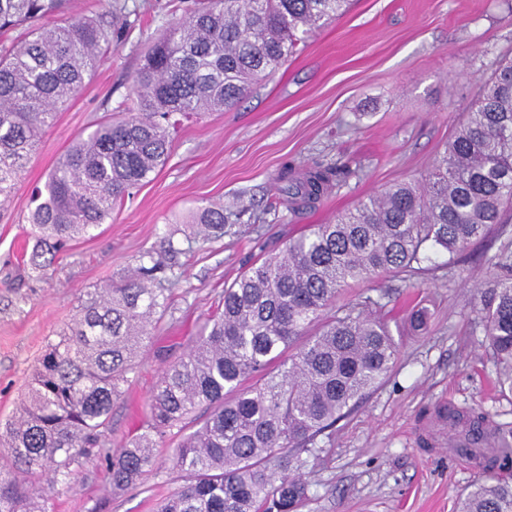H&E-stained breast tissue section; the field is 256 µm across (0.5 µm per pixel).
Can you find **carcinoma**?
I'll use <instances>...</instances> for the list:
<instances>
[{"label": "carcinoma", "mask_w": 512, "mask_h": 512, "mask_svg": "<svg viewBox=\"0 0 512 512\" xmlns=\"http://www.w3.org/2000/svg\"><path fill=\"white\" fill-rule=\"evenodd\" d=\"M71 0H0V34L32 24L19 44L0 48V201L8 200L42 134L104 62L128 27L115 5L61 26L39 22ZM347 0H200L145 52L126 116L75 139L33 189L28 222L39 273L68 243L108 223L112 206L167 161L176 114L222 112L251 85L275 74L298 45L345 13ZM334 165L277 176L298 212L339 183ZM512 207V60L496 64L453 136L418 183L370 195L330 224H312L224 287L220 310L186 357L166 365L150 418L116 453L98 452L112 488L133 486L156 465L164 433L197 409L207 415L181 436L172 470L184 479L157 512H297L308 487L301 453L334 430L366 391L390 372L399 346L370 297L336 307L352 282L382 273L412 276L434 256L462 254L503 223ZM234 213L202 208L196 236H224ZM161 253L146 251L119 282L87 294L73 322L48 342L17 417L0 428V512H45L41 485L63 482L91 453L98 430L153 340L152 317L167 305L172 259L184 252L168 229ZM490 276L473 312L512 393V252L486 258ZM299 346H294L298 339ZM296 351L287 354L291 347ZM469 453L487 474L458 512H512V459Z\"/></svg>", "instance_id": "carcinoma-1"}]
</instances>
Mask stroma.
Wrapping results in <instances>:
<instances>
[{
    "label": "stroma",
    "instance_id": "35a3bbf8",
    "mask_svg": "<svg viewBox=\"0 0 512 512\" xmlns=\"http://www.w3.org/2000/svg\"><path fill=\"white\" fill-rule=\"evenodd\" d=\"M130 29L80 94L59 112L8 201L0 204V423L12 419L56 331L90 290L104 287L145 251H160L165 226L192 234L202 207L240 211L223 238L194 239L178 255L152 344L137 361L101 448H123L150 416L152 392L169 362L185 356L226 285L277 253L310 224H325L359 200L420 179L466 112L484 77L512 59V0H353L272 77L236 106L194 116L173 131L166 165L116 206L96 236L71 241L41 274L26 264L27 216L71 143L122 102L142 57L193 0H116ZM297 171L350 164L353 173L312 207L290 212L278 191L284 162ZM512 247V214L485 243L452 264L438 255L425 274L382 275L344 289L338 303L381 299L399 344L385 378L360 400L302 469L308 496L299 512H455L480 471L462 451L437 446L429 420L442 406L481 411L512 428V394H501L492 354L474 321L485 259ZM429 310L426 329L409 312ZM177 435L164 437L160 464L126 491L112 489L96 455L79 458L69 481L42 492L47 512H156L180 486L170 466Z\"/></svg>",
    "mask_w": 512,
    "mask_h": 512
}]
</instances>
